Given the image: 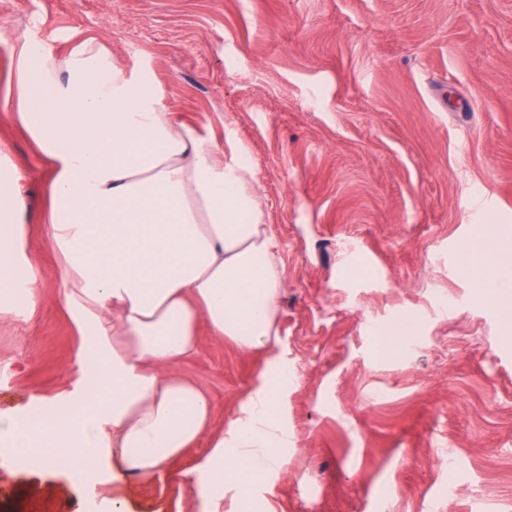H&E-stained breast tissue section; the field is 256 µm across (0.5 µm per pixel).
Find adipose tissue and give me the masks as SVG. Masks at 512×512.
<instances>
[{
  "instance_id": "obj_1",
  "label": "adipose tissue",
  "mask_w": 512,
  "mask_h": 512,
  "mask_svg": "<svg viewBox=\"0 0 512 512\" xmlns=\"http://www.w3.org/2000/svg\"><path fill=\"white\" fill-rule=\"evenodd\" d=\"M17 83L20 120L52 164L43 235L59 255L61 298L84 338L85 378L97 398L75 390L64 417L47 409L0 416V440L16 457L75 477L115 452L136 477L159 476L211 420L208 396L173 371L197 352L205 329L263 349L264 367L239 418L184 477L196 512H224L228 488L249 501L288 458L283 262L256 165L240 147L223 148L176 119L149 80L120 68L96 41L64 59L23 42ZM466 271L485 296L512 288V267L498 252L472 248ZM38 278L15 172L0 160V301L32 299Z\"/></svg>"
}]
</instances>
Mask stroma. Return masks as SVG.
Segmentation results:
<instances>
[{
  "mask_svg": "<svg viewBox=\"0 0 512 512\" xmlns=\"http://www.w3.org/2000/svg\"><path fill=\"white\" fill-rule=\"evenodd\" d=\"M104 43L164 105L243 146L284 265L287 462L261 512H512V313L476 300L468 249L512 238V0H0V152L15 168L32 307L0 309V416L62 408L84 339L41 225L50 164L15 108L21 39ZM409 342L384 355L395 321ZM261 351L202 333L175 370L237 418ZM200 438L159 477L0 459V512H195Z\"/></svg>",
  "mask_w": 512,
  "mask_h": 512,
  "instance_id": "stroma-1",
  "label": "stroma"
}]
</instances>
